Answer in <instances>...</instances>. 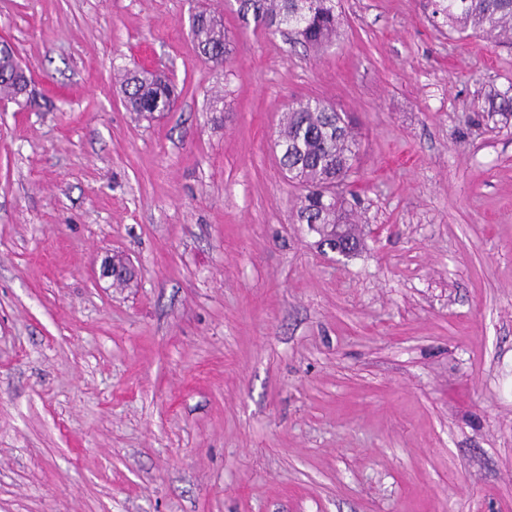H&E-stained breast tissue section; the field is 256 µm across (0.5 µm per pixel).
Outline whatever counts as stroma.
Masks as SVG:
<instances>
[{
	"label": "stroma",
	"instance_id": "1",
	"mask_svg": "<svg viewBox=\"0 0 512 512\" xmlns=\"http://www.w3.org/2000/svg\"><path fill=\"white\" fill-rule=\"evenodd\" d=\"M0 0V512H512V40L342 0L308 49L205 0ZM167 73L152 121L117 74ZM355 121L363 244L297 223L292 103ZM134 278H100L107 255ZM216 16L204 12L192 15L191 30L200 54L214 64H224L230 53V41L222 20ZM12 56L10 49H2L0 56V98L14 101L19 106L27 105L28 80L24 74H20L12 69L9 59Z\"/></svg>",
	"mask_w": 512,
	"mask_h": 512
}]
</instances>
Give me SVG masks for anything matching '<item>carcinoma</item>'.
Here are the masks:
<instances>
[{
  "label": "carcinoma",
  "instance_id": "carcinoma-1",
  "mask_svg": "<svg viewBox=\"0 0 512 512\" xmlns=\"http://www.w3.org/2000/svg\"><path fill=\"white\" fill-rule=\"evenodd\" d=\"M236 4L242 18H252L256 32L286 31L293 42L312 47L336 37L338 0H236ZM427 6L432 17H443L450 30L461 35L470 29L496 36L512 31V0H428ZM191 30L204 58L214 64L226 61L230 41L221 19L198 12L192 16ZM11 56L8 48L0 51V98L24 106L28 80L12 69ZM122 87L130 111L141 117L166 112L175 102L173 86L159 74L127 70ZM352 125L347 113L308 99L288 110L280 135L281 167L288 181L301 190L298 221L328 247L344 238L358 239L341 211L358 154Z\"/></svg>",
  "mask_w": 512,
  "mask_h": 512
}]
</instances>
